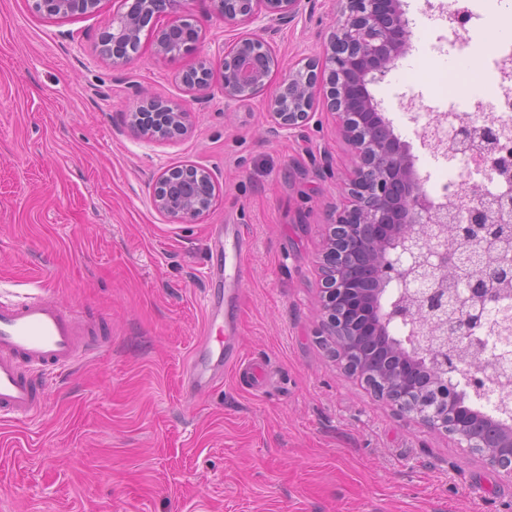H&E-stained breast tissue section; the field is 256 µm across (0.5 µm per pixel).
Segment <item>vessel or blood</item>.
<instances>
[{
    "mask_svg": "<svg viewBox=\"0 0 512 512\" xmlns=\"http://www.w3.org/2000/svg\"><path fill=\"white\" fill-rule=\"evenodd\" d=\"M210 239L218 254L231 257L232 271L224 275L223 285L229 295H236L248 243L237 228L221 224L213 225ZM221 315L217 301L206 303L204 329L185 368L187 392L201 390L221 371L244 364L234 337H225L220 344L214 341L213 329ZM102 347V341L89 339L78 310L42 296L0 301V419L39 417L47 403L48 381Z\"/></svg>",
    "mask_w": 512,
    "mask_h": 512,
    "instance_id": "obj_1",
    "label": "vessel or blood"
}]
</instances>
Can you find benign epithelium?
Returning a JSON list of instances; mask_svg holds the SVG:
<instances>
[{
  "mask_svg": "<svg viewBox=\"0 0 512 512\" xmlns=\"http://www.w3.org/2000/svg\"><path fill=\"white\" fill-rule=\"evenodd\" d=\"M47 17L94 14L102 0H31ZM99 55L121 67L139 53L147 33L153 53L175 58L203 39L184 0H118ZM302 0H216L231 24L263 22L261 33L224 45V102L243 103L262 91L281 60L270 41L300 12ZM322 63L293 66L269 102L272 132L303 131L317 101L334 115L351 148L345 204L327 225L320 255L319 331L343 371L402 414L443 431L512 477V425L461 404L464 383L488 377L463 367L462 351L448 348V322L464 348L477 351L473 333L512 287V247L478 271L469 247L512 242V196L482 197L461 211L424 191L409 145L394 132L368 85L383 80L404 55L412 31L402 0H346ZM193 99L212 85L207 60L180 75ZM188 105L145 97L128 128L148 139H171L192 128ZM215 181L184 164L164 170L152 184L156 210L175 223H195L212 209Z\"/></svg>",
  "mask_w": 512,
  "mask_h": 512,
  "instance_id": "1",
  "label": "benign epithelium"
}]
</instances>
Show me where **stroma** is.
Masks as SVG:
<instances>
[{
	"instance_id": "stroma-1",
	"label": "stroma",
	"mask_w": 512,
	"mask_h": 512,
	"mask_svg": "<svg viewBox=\"0 0 512 512\" xmlns=\"http://www.w3.org/2000/svg\"><path fill=\"white\" fill-rule=\"evenodd\" d=\"M451 2L404 0L410 46L369 87L430 193L448 172L408 115L448 105L424 53L449 35ZM116 9L103 0L93 15L46 18L31 0H0V297L78 308L106 342L53 378L40 418L0 423V512H512V478L377 401L316 334L317 257L344 204L349 147L322 110L305 135L272 133L268 102L285 67L322 59L337 0H305L273 36L282 69L230 105L216 87L191 100L179 81L200 57L219 64L235 34L213 0L188 4L206 28L195 52L145 51L121 68L95 51ZM146 94L189 102L192 133L133 136L124 121ZM320 154L329 167L314 165ZM183 164L218 188L192 224L150 197L153 179ZM215 224L250 242L224 319L265 370L261 393L231 370L182 389L204 299L224 297L208 276Z\"/></svg>"
}]
</instances>
